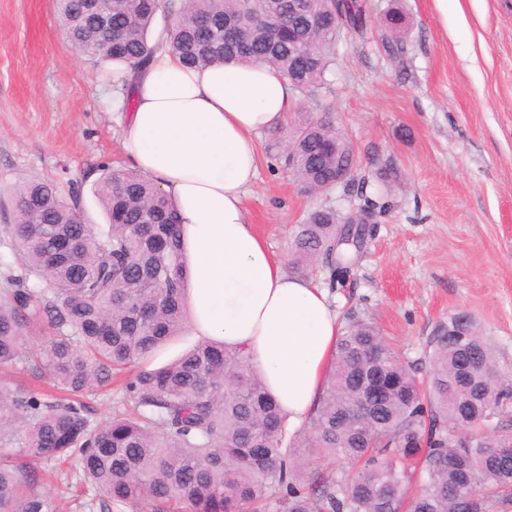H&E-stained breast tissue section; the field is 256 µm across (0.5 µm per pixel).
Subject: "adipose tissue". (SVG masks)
<instances>
[{
	"mask_svg": "<svg viewBox=\"0 0 512 512\" xmlns=\"http://www.w3.org/2000/svg\"><path fill=\"white\" fill-rule=\"evenodd\" d=\"M296 98L273 66L189 69L164 48L137 77L120 131L132 166L176 203L187 335L245 348L293 426L315 413L341 327L326 291L290 274L249 223L244 194L258 135L279 129Z\"/></svg>",
	"mask_w": 512,
	"mask_h": 512,
	"instance_id": "ef3b65f1",
	"label": "adipose tissue"
}]
</instances>
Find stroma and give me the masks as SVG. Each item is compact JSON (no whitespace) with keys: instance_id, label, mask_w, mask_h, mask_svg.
I'll list each match as a JSON object with an SVG mask.
<instances>
[{"instance_id":"stroma-1","label":"stroma","mask_w":512,"mask_h":512,"mask_svg":"<svg viewBox=\"0 0 512 512\" xmlns=\"http://www.w3.org/2000/svg\"><path fill=\"white\" fill-rule=\"evenodd\" d=\"M370 5L363 38L337 44L328 88L299 97L294 124L330 110L376 190L397 174L391 208L330 286L322 262L300 263L294 239L315 207L347 213L343 191L305 193L283 163L286 131L261 133L247 218L286 269L327 289L339 320H371L422 370L449 316H469L512 370V0H398L408 15L405 68L378 41L388 0ZM112 68L64 39L55 0H0V225L15 221L18 187L36 179L83 191L87 223L106 218L92 188L100 166L128 169Z\"/></svg>"}]
</instances>
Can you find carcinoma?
Instances as JSON below:
<instances>
[{
    "label": "carcinoma",
    "instance_id": "1",
    "mask_svg": "<svg viewBox=\"0 0 512 512\" xmlns=\"http://www.w3.org/2000/svg\"><path fill=\"white\" fill-rule=\"evenodd\" d=\"M58 0V20L81 54L122 66V107L137 76L163 46L189 67L224 60L279 69L301 95L328 85L340 35L361 34L367 0ZM165 25L150 38L157 16ZM380 40L402 63L406 14L386 11ZM286 165L308 192L340 187L359 198L372 224L388 195L355 188L358 151L330 119L292 128ZM94 192L108 224L85 222L80 197L32 180L18 188L10 237L21 274L0 288V512H60L46 472L88 486L82 512L141 504L148 512H493L512 505V375L464 314L433 338L426 381L417 364L357 316L339 337L336 359L311 425L288 443L285 418L243 348L195 341L156 366L157 350L185 340V260L174 201L137 171L102 168ZM332 205L299 225L300 259L320 256L331 279L348 268L365 236L336 247ZM43 335H27L31 325ZM121 388L130 413L96 422L87 397ZM491 417L497 434L461 440ZM422 456L420 493L404 504ZM312 459L345 461L336 478L307 473Z\"/></svg>",
    "mask_w": 512,
    "mask_h": 512
}]
</instances>
